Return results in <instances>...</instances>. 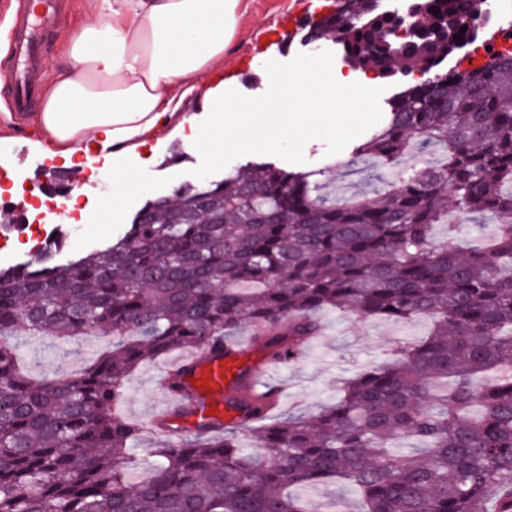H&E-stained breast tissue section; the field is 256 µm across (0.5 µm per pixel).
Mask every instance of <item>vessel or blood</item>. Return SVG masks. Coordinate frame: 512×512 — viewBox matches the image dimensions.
<instances>
[{"label":"vessel or blood","instance_id":"vessel-or-blood-1","mask_svg":"<svg viewBox=\"0 0 512 512\" xmlns=\"http://www.w3.org/2000/svg\"><path fill=\"white\" fill-rule=\"evenodd\" d=\"M63 8L64 0H17L11 42L16 62L11 75L14 111H29L36 97L38 77L48 52V37ZM244 352V347L238 344L225 352L193 354L177 361V369L183 372V396L167 399L159 411L143 417V430L155 428L160 419L172 417L185 405L199 401L210 418L231 421L233 414L225 405L224 393L235 384Z\"/></svg>","mask_w":512,"mask_h":512}]
</instances>
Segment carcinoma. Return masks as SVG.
<instances>
[{"label": "carcinoma", "mask_w": 512, "mask_h": 512, "mask_svg": "<svg viewBox=\"0 0 512 512\" xmlns=\"http://www.w3.org/2000/svg\"><path fill=\"white\" fill-rule=\"evenodd\" d=\"M341 8L352 23L338 32L328 16L309 35L337 40L355 69L423 74L357 154L392 166L423 141L444 163L327 203L312 174L250 160L148 199L102 248L57 264L58 237L0 269V512H349L342 497L323 509L291 494L320 484L354 489L358 512H512V50L438 70L473 44L484 0ZM475 213L494 219L482 248L465 245ZM325 308L432 327L312 416L263 423L276 389L251 396L241 369L238 421L180 440L161 423L158 463L129 482L140 430L111 409L133 371L176 349L205 356L244 326L294 363ZM18 327L66 342L108 332L112 350L35 379L11 343Z\"/></svg>", "instance_id": "obj_1"}]
</instances>
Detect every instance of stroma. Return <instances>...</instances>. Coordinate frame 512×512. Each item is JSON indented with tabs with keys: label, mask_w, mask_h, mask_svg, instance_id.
<instances>
[{
	"label": "stroma",
	"mask_w": 512,
	"mask_h": 512,
	"mask_svg": "<svg viewBox=\"0 0 512 512\" xmlns=\"http://www.w3.org/2000/svg\"><path fill=\"white\" fill-rule=\"evenodd\" d=\"M336 0H242L237 29L224 50V60L216 74L202 76L197 89L184 101L180 114L167 129L145 148L128 153L122 165L131 170L139 190L126 196L121 209L110 218L108 225L91 223L78 233H71L63 215L49 217L47 229L64 235L65 246L56 256L58 262L102 246L123 232L145 199L169 193L183 182L193 181V171L200 164V155L190 140L200 129L211 109V98L220 83L249 97H259L269 88L264 69L271 60L288 62L298 54H316L324 50L334 54L333 67L360 81L361 71L350 68L344 61L338 44L330 40L308 43L301 38H288L282 25L288 17L309 15L335 7ZM323 140L312 139L304 146V171L317 172L319 192L327 199H349L370 195L396 183L402 173L416 168L437 165L442 158L440 148L418 145L411 149L400 165L386 168L376 161L357 157L354 145L340 153L327 155ZM68 186L78 193L80 202L95 215H103L112 196L121 193L113 182L110 169L99 173H84L81 179L71 177V170L61 160L48 157L31 144L18 140L0 144V198L9 206L0 211V225H11L10 264L28 260L30 252L23 246L29 233L15 227L19 207L25 206L30 193L39 187ZM324 325L321 336L306 348L302 358L276 369L270 384L280 387L281 399L276 416L303 411L316 413L322 405L335 401L341 379L354 376L382 358L398 342L426 336L427 320L392 322L380 318L362 321L335 310L320 313ZM19 358L29 373L36 377L64 367L76 371L112 347L108 336H92L76 343H65L18 330L14 337ZM168 359L146 364L133 372L126 381V395L119 404L120 415L136 422L143 414L156 408L163 400L156 380L168 367Z\"/></svg>",
	"instance_id": "obj_1"
}]
</instances>
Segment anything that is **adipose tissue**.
Returning <instances> with one entry per match:
<instances>
[{"label":"adipose tissue","instance_id":"ef3b65f1","mask_svg":"<svg viewBox=\"0 0 512 512\" xmlns=\"http://www.w3.org/2000/svg\"><path fill=\"white\" fill-rule=\"evenodd\" d=\"M98 22L67 42L26 125L50 157L92 164L147 146L236 30L241 0H95Z\"/></svg>","mask_w":512,"mask_h":512}]
</instances>
